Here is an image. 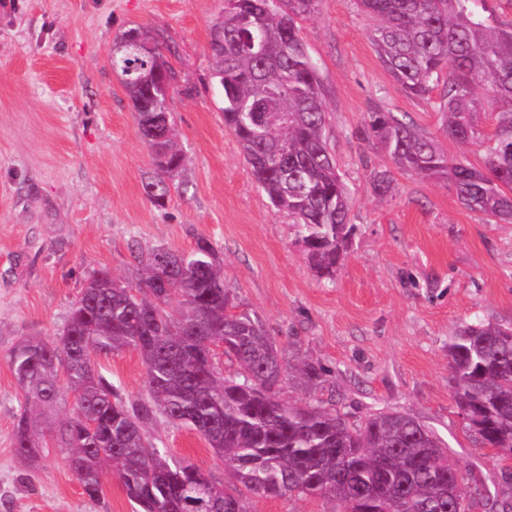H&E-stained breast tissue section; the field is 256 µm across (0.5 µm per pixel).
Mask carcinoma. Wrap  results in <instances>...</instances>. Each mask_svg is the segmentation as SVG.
<instances>
[{"label":"carcinoma","mask_w":512,"mask_h":512,"mask_svg":"<svg viewBox=\"0 0 512 512\" xmlns=\"http://www.w3.org/2000/svg\"><path fill=\"white\" fill-rule=\"evenodd\" d=\"M490 0H355L377 21L371 40L388 73L414 98L443 83V130L461 146L483 148V167L448 159L437 141L392 112L368 113L367 139L402 171L451 187L467 209L512 223V23H498ZM319 0H225L210 41L224 126L237 139L258 186L294 218L298 241L318 278L332 280L351 247L349 189L327 129L319 71L299 22ZM245 15L248 22L240 24ZM136 32L155 53L110 54L136 110L153 178L145 189L164 203L185 170L169 109L180 92L160 34ZM491 107L483 133L474 115ZM392 175L374 172L388 193ZM132 286L106 271L90 275L64 330L49 342L24 338L7 361L20 390L14 447L35 456L56 442L90 499L112 473L135 512H246L244 499L291 496L336 503V512H471L468 476L427 425L397 409L352 421L339 401L283 399L285 381L323 388L328 370L300 355L283 357L265 323L238 310L216 248L199 238L187 253L156 246L136 256ZM166 283L163 288L160 283ZM129 349L146 371L147 397L124 398L96 369L97 359ZM448 379L459 415L481 447L512 452V323L461 325L447 347ZM236 363L223 373L219 356ZM77 400L57 428L35 438L32 414ZM197 431L224 458L219 483L167 449L149 428L158 421Z\"/></svg>","instance_id":"carcinoma-1"}]
</instances>
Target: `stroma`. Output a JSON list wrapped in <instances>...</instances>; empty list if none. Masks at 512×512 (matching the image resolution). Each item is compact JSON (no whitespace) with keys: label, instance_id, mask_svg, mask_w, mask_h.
Instances as JSON below:
<instances>
[{"label":"stroma","instance_id":"stroma-1","mask_svg":"<svg viewBox=\"0 0 512 512\" xmlns=\"http://www.w3.org/2000/svg\"><path fill=\"white\" fill-rule=\"evenodd\" d=\"M224 0H0V512H133L118 480L93 500L54 446L32 462L13 444L23 406L6 356L24 337L54 340L87 276L136 280L138 251H190L208 239L226 284L257 313L284 357L330 371L327 387L354 415L395 407L432 428L469 484L512 498V462L480 447L448 386L455 329L512 321V224L463 208L443 183L395 171L369 146L365 121L382 109L437 137L449 157L482 166L479 147L444 134L434 100L405 94L378 59L374 21L353 0H321L299 35L319 68L328 135L356 230L331 283L311 271L296 227L256 185L225 127L209 41ZM162 33L181 93L169 109L187 159L164 205L144 186L151 161L132 103L110 66L134 26ZM124 397L144 396L145 369L126 350L99 359ZM151 434L216 480L225 466L200 436L161 422Z\"/></svg>","mask_w":512,"mask_h":512}]
</instances>
